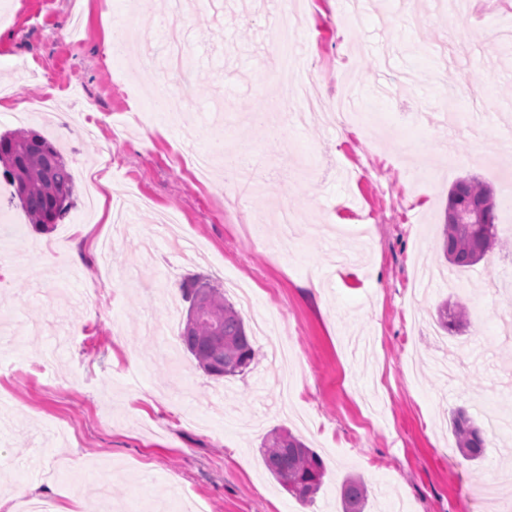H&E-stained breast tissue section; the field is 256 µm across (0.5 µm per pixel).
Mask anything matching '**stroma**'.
Returning <instances> with one entry per match:
<instances>
[{
	"instance_id": "stroma-1",
	"label": "stroma",
	"mask_w": 512,
	"mask_h": 512,
	"mask_svg": "<svg viewBox=\"0 0 512 512\" xmlns=\"http://www.w3.org/2000/svg\"><path fill=\"white\" fill-rule=\"evenodd\" d=\"M0 0V134L24 128L52 141L73 176L75 206L58 224L28 223L0 170V499L8 512L43 500L53 512H341L346 477L368 489L366 512H512V483L484 504L491 474L512 467V431L488 434L464 460L452 413L512 416V240L448 287L416 279L415 261H439L448 191L478 178L501 192L512 177V0ZM136 35L110 45L113 24ZM324 95L342 73L361 93L363 128L336 127L332 110L262 125L281 92L277 40ZM185 46L192 104L179 120L143 123L168 42ZM102 120L97 137L65 113ZM220 137L245 147L266 180L240 196L216 165L199 184L175 154ZM297 210L292 248L256 214ZM63 253L73 275L42 271ZM223 286L243 277L255 358L219 378L184 349L159 355L146 321L179 336L194 277ZM319 279L320 290L310 286ZM466 306L455 335L436 308ZM299 436L325 463L313 500L290 496L261 452L273 429ZM81 471L66 469L68 458ZM28 497H16L17 489Z\"/></svg>"
}]
</instances>
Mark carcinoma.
I'll list each match as a JSON object with an SVG mask.
<instances>
[{
  "mask_svg": "<svg viewBox=\"0 0 512 512\" xmlns=\"http://www.w3.org/2000/svg\"><path fill=\"white\" fill-rule=\"evenodd\" d=\"M0 163L4 164L20 206L32 224L60 223L72 207L73 177L57 148L45 137L28 131L0 135ZM483 223H477V208ZM502 242L498 231L494 193L475 178L455 182L448 193V214L442 229L440 250L448 262L459 268L480 261ZM205 289L203 310L197 321L186 320L180 339L199 367L216 377L235 376L249 367L255 356L252 337L243 318L224 292L209 280L193 278L183 292L194 306L200 289ZM467 310L461 305L443 304L438 324L452 335L464 325ZM456 447L466 461L478 459L486 447L484 431L465 411L453 418ZM263 459L270 475L302 503L313 500L325 477L319 456L291 433H270L263 444ZM343 512H365L367 491L353 478L342 482Z\"/></svg>",
  "mask_w": 512,
  "mask_h": 512,
  "instance_id": "carcinoma-1",
  "label": "carcinoma"
}]
</instances>
